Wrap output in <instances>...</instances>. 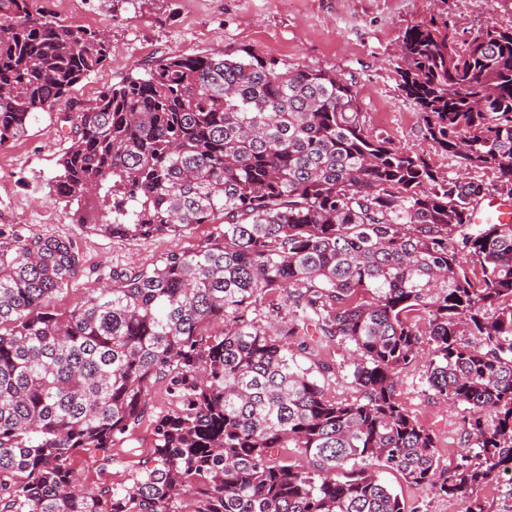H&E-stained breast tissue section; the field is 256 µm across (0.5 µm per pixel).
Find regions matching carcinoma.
<instances>
[{
	"label": "carcinoma",
	"instance_id": "carcinoma-1",
	"mask_svg": "<svg viewBox=\"0 0 512 512\" xmlns=\"http://www.w3.org/2000/svg\"><path fill=\"white\" fill-rule=\"evenodd\" d=\"M401 51L424 138L512 201V28L460 42L440 14ZM110 55L104 34L0 0V150ZM59 122L52 191L78 223L213 231L60 312L72 242L0 226V512H406L382 469L484 512L473 491L512 474V224L472 223L485 182L372 134L336 75L250 50L160 57ZM282 293L289 318L258 325ZM311 326L355 346L359 397L298 366ZM424 338L430 387L468 410L471 447L445 476L397 398ZM160 379L176 408L132 484L84 487L75 456L112 467Z\"/></svg>",
	"mask_w": 512,
	"mask_h": 512
}]
</instances>
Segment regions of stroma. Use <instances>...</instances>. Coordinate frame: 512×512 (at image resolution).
I'll list each match as a JSON object with an SVG mask.
<instances>
[{"instance_id":"1","label":"stroma","mask_w":512,"mask_h":512,"mask_svg":"<svg viewBox=\"0 0 512 512\" xmlns=\"http://www.w3.org/2000/svg\"><path fill=\"white\" fill-rule=\"evenodd\" d=\"M42 9L62 24L106 33L112 50L111 62L77 83L58 111L38 113L26 136L0 150V225L69 239L83 257L82 274L52 301L60 310L92 289L111 285L113 272L152 269L170 252L193 249L212 230L200 224L176 236L123 239L77 224L75 205L57 200L49 189L65 146L58 114L68 111L70 102L92 103L104 88L160 55L229 57L251 50L336 74L356 91L366 128L397 148L426 154L437 171L453 177L460 171L459 158L428 145L418 108L399 87L402 37L441 9L461 39L491 23L512 28V0H447L443 5L438 0H123L119 5L112 0H46ZM352 357L351 344L326 336L296 353L301 367L314 371L330 365L319 382L327 397L339 401L359 395ZM146 400L148 414L130 440L112 446L115 464L109 472L100 473L89 455L76 456L74 465L87 485L129 484L138 461L151 454L154 422L173 410L174 401L163 381L149 385ZM398 400L432 432L440 469L452 468L465 445L463 406L446 404L429 386L421 360L401 373ZM382 478L408 512L463 510L459 499L407 483L398 472H383Z\"/></svg>"}]
</instances>
